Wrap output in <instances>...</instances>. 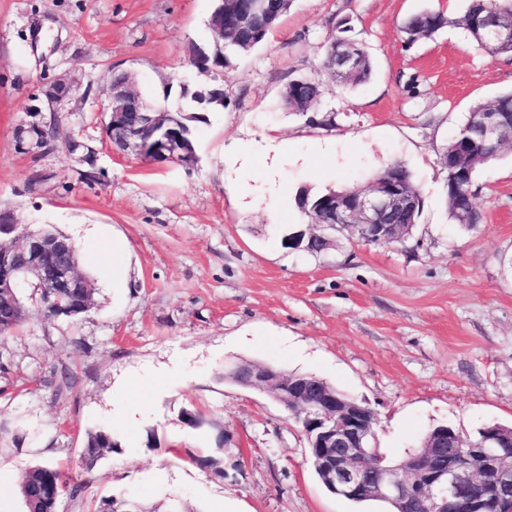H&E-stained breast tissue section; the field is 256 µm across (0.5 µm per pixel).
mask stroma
<instances>
[{"instance_id":"stroma-1","label":"stroma","mask_w":512,"mask_h":512,"mask_svg":"<svg viewBox=\"0 0 512 512\" xmlns=\"http://www.w3.org/2000/svg\"><path fill=\"white\" fill-rule=\"evenodd\" d=\"M466 4L291 0L261 47L207 77L186 61L213 43L214 0H0V212L69 237L104 231L79 251L95 308L74 323L30 308L0 337V512H25L22 477L44 463L83 485L58 512H94L110 494L146 512L174 499L184 512H375L325 490L286 409L225 379L241 360L369 403L372 444L392 460L438 425L474 438L512 424V150L479 168L472 227L449 218L442 161L471 108L512 89V56H488L452 22L411 44L400 31L414 13L453 20ZM346 20L373 61L357 90L322 66ZM116 72L172 111L223 86V105L197 125L193 167L114 150L104 107ZM302 78L321 84L312 122L282 101ZM60 82L70 92L52 98ZM31 124L60 135L36 146L17 135ZM270 135L286 149L266 151ZM240 146L249 165L227 164ZM397 161L423 200L404 242L339 232L317 255L282 246L310 225L301 190L363 186ZM97 427L119 446L88 469L83 436Z\"/></svg>"}]
</instances>
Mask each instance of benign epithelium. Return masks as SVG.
Instances as JSON below:
<instances>
[{"mask_svg":"<svg viewBox=\"0 0 512 512\" xmlns=\"http://www.w3.org/2000/svg\"><path fill=\"white\" fill-rule=\"evenodd\" d=\"M216 39L209 52L195 47L188 61L200 72L224 67V8L213 22ZM105 130L121 135L124 152L155 164L193 166L196 153L184 127L172 113L136 97L132 83L108 85ZM475 137L487 157L512 143V126L498 112L474 117ZM419 198L387 171L360 189L330 194L311 216L322 229L355 236L362 232L377 244L406 236L409 224L392 216L414 210ZM0 215V293L24 312L22 289L39 290L55 317L72 315L88 305L92 282L72 261L74 246L62 234L23 230ZM287 248L313 251L328 245L313 230L283 236ZM236 382L259 389L291 414L299 416L307 438L306 458L325 488L346 499L364 496L392 502L396 512H512V431L484 430L470 441L440 426L423 448L391 465L375 459L371 440L377 412L364 401H348L325 387L315 389L305 376L289 375L273 364H243L233 369Z\"/></svg>","mask_w":512,"mask_h":512,"instance_id":"benign-epithelium-1","label":"benign epithelium"}]
</instances>
